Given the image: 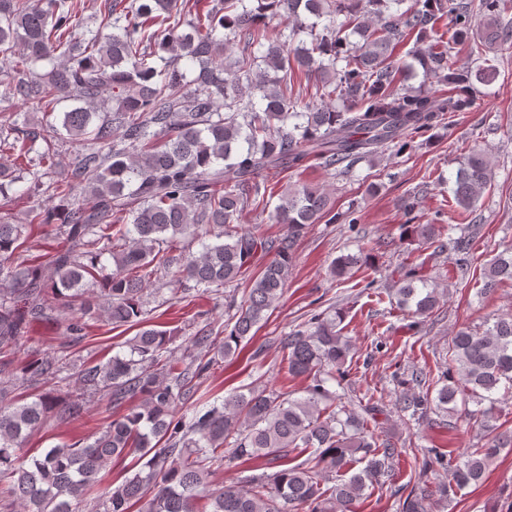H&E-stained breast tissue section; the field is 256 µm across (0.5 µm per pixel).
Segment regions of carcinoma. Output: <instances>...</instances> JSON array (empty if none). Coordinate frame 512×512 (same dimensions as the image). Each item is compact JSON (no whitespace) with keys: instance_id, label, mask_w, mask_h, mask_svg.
<instances>
[{"instance_id":"cac0c4a2","label":"carcinoma","mask_w":512,"mask_h":512,"mask_svg":"<svg viewBox=\"0 0 512 512\" xmlns=\"http://www.w3.org/2000/svg\"><path fill=\"white\" fill-rule=\"evenodd\" d=\"M195 0L194 18L182 19L178 0H104L107 20L84 27L74 0H0V83L9 94L39 105L51 116L57 104L72 102L61 127L47 122L22 130L17 121L0 122V136L19 134L10 144L32 173L34 186L60 200L52 209L31 210L30 224L46 228L51 251L33 264L19 252L29 224L0 216V349L25 342L27 321L58 309L77 314L67 330L79 333L84 320L136 325L146 314L141 294L151 280L176 265L178 284L198 291L241 279L259 252L272 255L250 279L248 295L237 306L234 324L218 339L206 324L190 337L196 354L179 361L171 333L141 329L129 342L130 357L112 356L77 373L67 401L45 396L31 403H3L11 390L59 378L63 366L52 357L20 367L0 361V480L20 512H78L89 489L100 490L103 512H352L367 488L392 470L398 450L368 429L364 417L335 404L325 384L344 377L353 345L343 335L342 311L317 314L305 330L284 337L288 374L305 377V396L293 398L253 385L217 406L195 399L199 380L217 363L215 351L229 357L240 349L288 282L292 252L307 226L331 214L328 195L308 184L280 194L269 215L288 228V237L269 240L234 224L250 206H266L255 178L268 169H299L310 158L325 169L343 168L372 157L389 144L404 151L403 135L427 132L446 112L470 106L468 78L444 77L448 47L434 37L435 24L450 16L451 41L469 45L483 59L512 41L502 23L512 0ZM291 25V36L310 37L293 50L268 35L267 16ZM344 16L319 26L323 16ZM360 40L354 42L351 36ZM407 35L417 40L414 56L424 80L456 85L441 97L424 86L401 88L402 70L393 59ZM241 41L262 48L261 56L224 57V44ZM156 58L160 65L152 64ZM45 62L49 69L39 72ZM316 82L321 103L288 94L294 75ZM85 152L64 178L42 182L62 166L52 140L59 129ZM46 143L35 150L38 140ZM494 170L485 151L471 150L456 173L454 200L463 211L475 208L491 185ZM111 217L109 224L104 218ZM424 242L440 237L433 224H411ZM201 242L197 252L170 255L180 240ZM456 255L461 272L469 265L471 239L450 238L438 250ZM360 254L333 262L342 277L360 266ZM423 264L397 270L395 298L413 318L431 316L437 289ZM484 292L512 283V245L486 264ZM432 383L421 369L394 400L396 412L420 421L429 414L454 415L457 396L477 405L470 416L483 427L484 443L465 459L448 465V479L420 480L402 502V512H432L439 500L483 481L490 463L512 450V432L489 424L496 394L512 388V312L461 326L448 338V375ZM102 393L119 407L135 402L93 441L62 443L38 457L20 451L48 410L76 420L91 398ZM192 411L186 418L180 410ZM233 439L234 457L275 462L272 474L208 490L206 479L224 460ZM298 448L309 458L291 464ZM139 454L141 467L121 483L100 485L99 474L114 459ZM362 468L354 471L355 465Z\"/></svg>"}]
</instances>
